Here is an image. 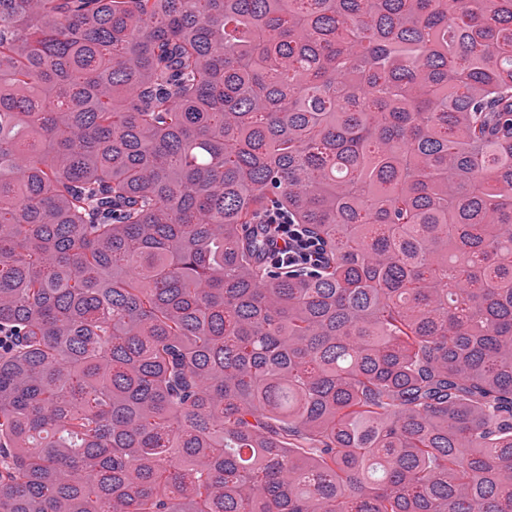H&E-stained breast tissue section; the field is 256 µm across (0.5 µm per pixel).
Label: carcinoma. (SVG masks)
I'll list each match as a JSON object with an SVG mask.
<instances>
[{"label": "carcinoma", "mask_w": 512, "mask_h": 512, "mask_svg": "<svg viewBox=\"0 0 512 512\" xmlns=\"http://www.w3.org/2000/svg\"><path fill=\"white\" fill-rule=\"evenodd\" d=\"M0 333V512H512V0H0ZM259 224L268 244L265 262L279 275L314 273L326 262L323 241L307 224H295L288 212L267 211Z\"/></svg>", "instance_id": "cac0c4a2"}]
</instances>
